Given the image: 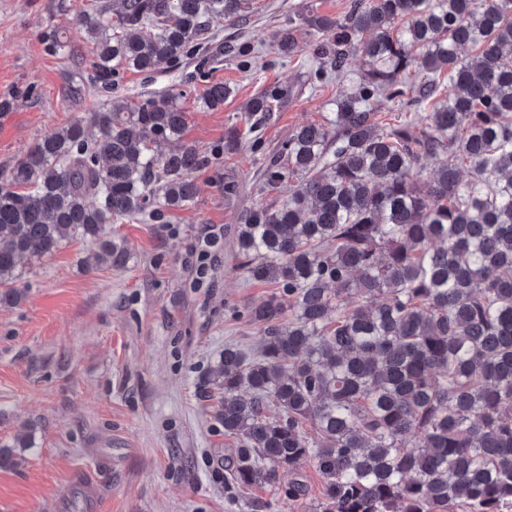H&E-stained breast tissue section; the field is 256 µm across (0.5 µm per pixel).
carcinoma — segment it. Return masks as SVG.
Wrapping results in <instances>:
<instances>
[{"label": "carcinoma", "instance_id": "cac0c4a2", "mask_svg": "<svg viewBox=\"0 0 512 512\" xmlns=\"http://www.w3.org/2000/svg\"><path fill=\"white\" fill-rule=\"evenodd\" d=\"M245 2L90 0L79 22L96 61L74 94L112 93L122 67H177L214 22L242 19ZM303 20L316 81L348 88L327 122L265 155L263 183L288 185V198L237 227V269L276 291L244 312L256 347L225 346L202 383L236 439L224 487H277L310 459L316 512H512V0H350L340 18ZM41 40L54 54L70 46L58 27ZM275 50L301 47L288 30ZM352 55L363 59L354 73ZM192 81L211 109L234 93L203 70ZM292 93L259 92L247 120ZM381 97L414 115L382 121ZM185 124L174 95L114 99L1 173L0 301L21 299V259L80 237L121 266L111 225L163 221L192 201L194 174L239 137L210 155L159 151ZM283 495L303 499L304 481Z\"/></svg>", "mask_w": 512, "mask_h": 512}]
</instances>
